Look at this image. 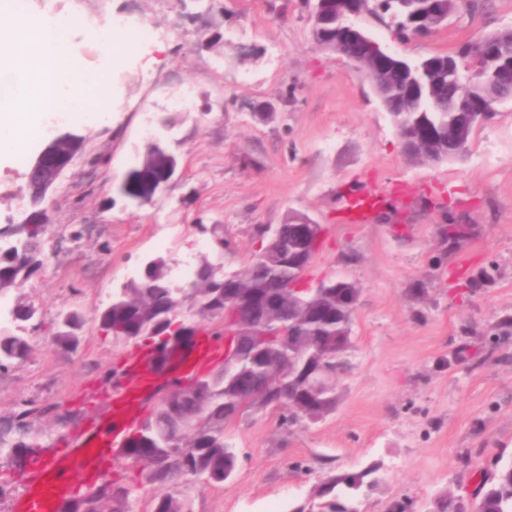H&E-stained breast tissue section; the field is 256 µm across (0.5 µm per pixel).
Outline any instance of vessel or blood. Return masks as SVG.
Returning <instances> with one entry per match:
<instances>
[{"instance_id":"vessel-or-blood-1","label":"vessel or blood","mask_w":512,"mask_h":512,"mask_svg":"<svg viewBox=\"0 0 512 512\" xmlns=\"http://www.w3.org/2000/svg\"><path fill=\"white\" fill-rule=\"evenodd\" d=\"M378 205L375 193L360 189L348 199L350 213L367 219ZM224 355L223 340L199 336L187 348L170 371L171 376L186 378ZM154 365L149 356L137 357L123 374L111 377L107 384L109 418L89 429H77L68 448L46 460L13 504V512H54L62 499L70 496L77 482L93 484L111 471L124 456L125 442L143 410L146 390L154 381Z\"/></svg>"}]
</instances>
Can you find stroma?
<instances>
[{"mask_svg": "<svg viewBox=\"0 0 512 512\" xmlns=\"http://www.w3.org/2000/svg\"><path fill=\"white\" fill-rule=\"evenodd\" d=\"M46 10L84 17L67 46L79 67L102 73L112 102L98 123L74 112L58 124L82 135L98 162L69 170L46 204L45 247L60 255L20 289L38 315L29 359L0 374V421L22 398L49 407L30 420L47 454L64 431L97 423L105 373L142 353L114 344L94 318L113 290L145 257L213 255L214 224L230 244L225 270H243L260 247L256 226L295 212L324 228L305 282L340 276L360 288L336 407L294 426L272 410L241 415L229 426L235 474L189 487L192 512H291L314 504L328 475L372 464L378 483L358 512L402 503L431 512L450 492L475 508L480 471L512 456V101L473 128L461 159L417 164L362 67L313 40L306 0H32L31 14ZM116 15L169 36L135 43L105 71L92 27ZM364 24L418 61L512 28V0H464L426 39L396 40L372 17ZM217 32L224 43L214 47ZM266 105L269 122L256 117ZM160 115L175 121L164 139L179 166L139 202L119 186ZM24 185L19 160L0 164V227L20 222ZM360 188L390 206L346 223L343 197ZM449 224L464 225V237L448 242ZM74 225L81 239L70 238ZM74 304L86 323L78 348L64 352L54 344L58 315ZM31 472L17 454L0 456V512H12Z\"/></svg>", "mask_w": 512, "mask_h": 512, "instance_id": "obj_1", "label": "stroma"}]
</instances>
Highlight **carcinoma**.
<instances>
[{"label":"carcinoma","mask_w":512,"mask_h":512,"mask_svg":"<svg viewBox=\"0 0 512 512\" xmlns=\"http://www.w3.org/2000/svg\"><path fill=\"white\" fill-rule=\"evenodd\" d=\"M447 6L448 14L458 9V0H387L396 15L395 33L404 35L407 21L430 19L432 7ZM373 5L372 0H328L324 24L312 28L313 38L324 48L336 41V17L355 7ZM506 61L512 62V28L493 35ZM431 64L426 72L428 105L415 98L401 102L397 124L415 134L433 130L435 137L423 142L411 159L431 162L439 156L453 159L448 149V126L456 123L459 104L470 96L466 88L448 81V55L424 59ZM30 204L26 210L25 232L16 245L0 251V294L22 286L50 262L44 242L49 230L43 197L26 190ZM261 248L240 272L227 273L221 264L207 257L199 259L189 286L177 291L167 272L169 259L156 256L147 260L140 278L112 298L97 313L100 328L117 341L140 342L157 355L161 338L187 337V342L209 324L225 318L229 303L242 316L265 327L269 346L243 343L236 354L238 364L220 369L193 384L204 399L200 410L195 400L176 395L156 409L148 425L137 422L127 439L125 457L138 466V485H160L169 491L155 499L152 512H191L182 478L199 473L212 483H222L235 471L238 451L226 436V428L244 408L255 385L271 381L267 395L284 411L282 423L296 424L318 420L336 406L333 386L328 379L342 370L343 351L337 340L351 335L353 313L360 288L347 278H332L326 288L314 294L306 290L303 275L316 255L317 247L303 244L295 235L289 218L273 230L257 227ZM37 309L18 297L11 317L16 322L36 318ZM85 323L83 313L71 310L60 314L56 345L65 351L77 348ZM31 351L27 336L0 330V369L25 361ZM31 401L19 403L12 419L0 425V447L22 452L32 461L39 459V444L30 436L29 419L47 413ZM371 471L329 476L315 488L320 512H356L354 496L361 491ZM134 488L109 479L102 495L92 500L86 495L62 503L58 512H102L100 504L112 503V512H134ZM478 512H512V459L497 457L492 468L483 472L479 484ZM433 512H468L462 498L449 494L435 503Z\"/></svg>","instance_id":"1"}]
</instances>
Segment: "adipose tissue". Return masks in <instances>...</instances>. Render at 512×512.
Masks as SVG:
<instances>
[{"mask_svg":"<svg viewBox=\"0 0 512 512\" xmlns=\"http://www.w3.org/2000/svg\"><path fill=\"white\" fill-rule=\"evenodd\" d=\"M73 24L68 17L47 20L25 13L0 24V74L11 79L9 91L0 92V160L14 158L37 136L41 118L55 109L62 90L76 98L91 91L106 105L99 75L76 66L56 36Z\"/></svg>","mask_w":512,"mask_h":512,"instance_id":"ef3b65f1","label":"adipose tissue"}]
</instances>
